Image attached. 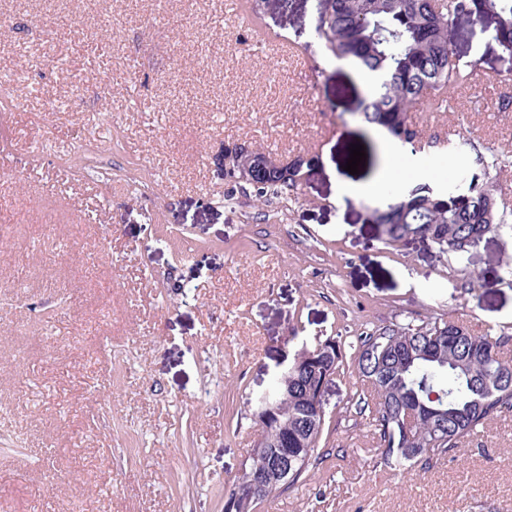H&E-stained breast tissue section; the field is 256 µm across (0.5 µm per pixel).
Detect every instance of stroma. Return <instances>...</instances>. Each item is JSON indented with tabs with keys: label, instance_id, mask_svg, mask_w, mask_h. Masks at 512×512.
Wrapping results in <instances>:
<instances>
[{
	"label": "stroma",
	"instance_id": "obj_1",
	"mask_svg": "<svg viewBox=\"0 0 512 512\" xmlns=\"http://www.w3.org/2000/svg\"><path fill=\"white\" fill-rule=\"evenodd\" d=\"M225 0H0V512H224L257 443V397L297 355L365 323L433 313L512 337V223L462 261L427 237L386 244L372 211L336 184L385 167L358 117L353 69L304 48L317 0H266L262 36ZM463 24L456 49L488 81L452 112L417 106L423 133L478 151L403 159L408 187L449 203L492 180L512 210V164L486 177L477 153L512 156V53ZM100 144L68 167L67 144ZM301 158L298 199L225 200L224 146ZM369 160L345 169L350 143ZM370 391L351 370L325 390L327 460L259 512H512V411L455 456L398 477L373 428L347 411Z\"/></svg>",
	"mask_w": 512,
	"mask_h": 512
}]
</instances>
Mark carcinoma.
I'll use <instances>...</instances> for the list:
<instances>
[{
    "mask_svg": "<svg viewBox=\"0 0 512 512\" xmlns=\"http://www.w3.org/2000/svg\"><path fill=\"white\" fill-rule=\"evenodd\" d=\"M313 42L322 55L344 60L375 75L370 97L361 104V120L384 127L399 141L420 139L407 112L426 101L442 108L451 91L485 73L482 58H462L456 30L474 12L494 22L485 31L512 52V0H317ZM234 167L224 172L232 189L260 203L293 200L301 191L303 162L296 157L282 169L259 171L252 182L237 181ZM512 219L499 208L493 185L474 186L460 205H450L422 183L402 200L372 214L386 243L397 246L416 235L428 236L444 253L462 258L485 234ZM508 336L474 335L440 315L417 324L389 322L360 329L351 356L336 338H327L298 354L272 389L256 401L259 421L256 452L245 472L224 493L231 512H256L309 468L322 464L330 450L319 451L325 407L315 400L323 380L345 363L371 386L372 399L357 401L374 426L381 464L402 475L425 470L455 452L499 414L512 410V363L499 349ZM288 447L296 460L288 480L268 488L259 481L262 449Z\"/></svg>",
    "mask_w": 512,
    "mask_h": 512,
    "instance_id": "cac0c4a2",
    "label": "carcinoma"
}]
</instances>
